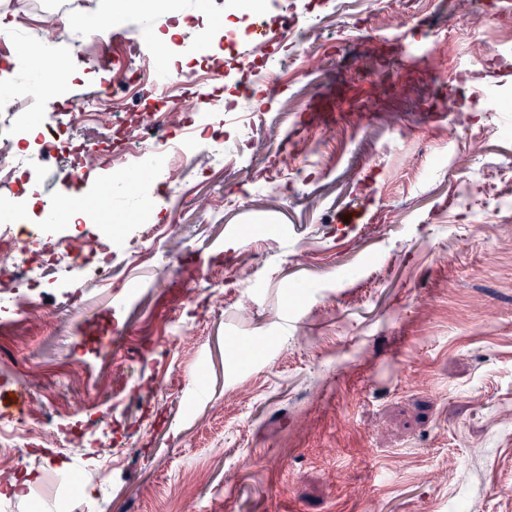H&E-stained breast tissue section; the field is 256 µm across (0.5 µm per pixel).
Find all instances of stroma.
Instances as JSON below:
<instances>
[{"label": "stroma", "mask_w": 512, "mask_h": 512, "mask_svg": "<svg viewBox=\"0 0 512 512\" xmlns=\"http://www.w3.org/2000/svg\"><path fill=\"white\" fill-rule=\"evenodd\" d=\"M495 2L335 0L252 107L251 153L185 171L149 262L46 271L43 313L0 323V391L75 425L61 448L18 443L0 512L81 471L62 512H512V57L469 44L496 42ZM0 5L44 66L75 64L70 32L48 55L34 33L57 0ZM169 22L114 27L112 52ZM450 27L446 59L400 55ZM321 98L334 122L309 120Z\"/></svg>", "instance_id": "35a3bbf8"}]
</instances>
